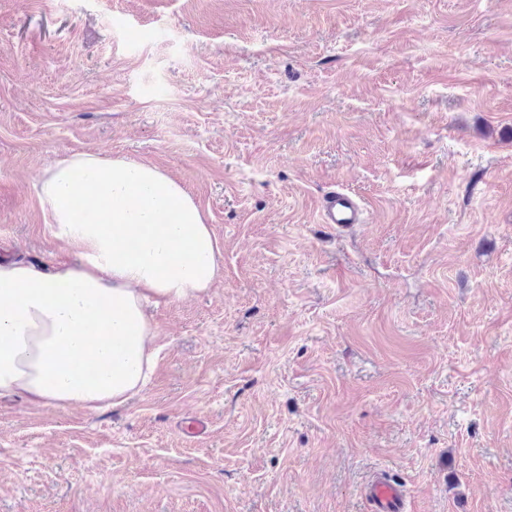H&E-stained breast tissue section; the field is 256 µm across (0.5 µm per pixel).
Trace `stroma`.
I'll return each instance as SVG.
<instances>
[{
	"label": "stroma",
	"mask_w": 512,
	"mask_h": 512,
	"mask_svg": "<svg viewBox=\"0 0 512 512\" xmlns=\"http://www.w3.org/2000/svg\"><path fill=\"white\" fill-rule=\"evenodd\" d=\"M78 152L184 185L221 275L124 406L0 399V512H512V0H0V259L75 261ZM318 223L333 224L339 229L366 223L365 204L347 189L337 186L322 194L318 206ZM363 495L372 512H404L403 488L387 472L377 474L363 487Z\"/></svg>",
	"instance_id": "1"
}]
</instances>
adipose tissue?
Returning <instances> with one entry per match:
<instances>
[{"mask_svg":"<svg viewBox=\"0 0 512 512\" xmlns=\"http://www.w3.org/2000/svg\"><path fill=\"white\" fill-rule=\"evenodd\" d=\"M39 197L50 235L78 260L0 261V397L122 405L156 362L146 301L208 292L217 240L177 180L124 157L55 159Z\"/></svg>","mask_w":512,"mask_h":512,"instance_id":"obj_1","label":"adipose tissue"}]
</instances>
